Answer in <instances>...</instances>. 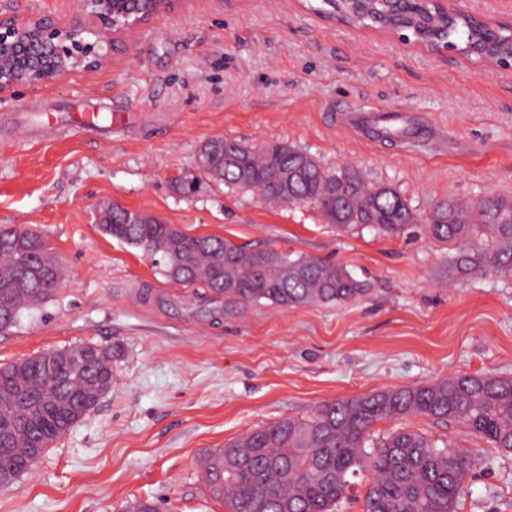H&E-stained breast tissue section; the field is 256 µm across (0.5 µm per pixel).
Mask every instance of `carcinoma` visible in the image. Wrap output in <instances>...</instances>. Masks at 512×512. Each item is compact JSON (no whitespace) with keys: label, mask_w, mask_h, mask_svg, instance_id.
<instances>
[{"label":"carcinoma","mask_w":512,"mask_h":512,"mask_svg":"<svg viewBox=\"0 0 512 512\" xmlns=\"http://www.w3.org/2000/svg\"><path fill=\"white\" fill-rule=\"evenodd\" d=\"M336 13L365 26L401 28L419 41L475 49L476 21L447 18L430 0L388 10L383 0H322ZM211 159L206 176L279 203L311 205L342 234L372 227L400 237L420 226L433 239L470 244L455 262L461 273L512 277V198L491 195L470 205L455 199L422 215L396 189L372 185L354 168H324L287 143L261 148L214 138L202 147ZM101 231L149 255H161L172 282L195 288V311L233 316L248 305L284 308L341 304L360 299L371 283L346 265L275 248L248 249L216 235H189L149 214L117 204L105 211ZM36 232H0V330L21 311L49 297L61 269ZM81 345L46 351L0 367V476H20L52 444L98 406L97 391L112 380V347L83 365ZM424 416L457 423L494 448L512 450V377L450 375L319 406L307 419L283 418L249 432L210 457L224 472H203L214 499L232 512H333L349 497L354 479L371 474L364 512H459L473 453L448 439L400 429L375 441L372 428L387 419Z\"/></svg>","instance_id":"cac0c4a2"}]
</instances>
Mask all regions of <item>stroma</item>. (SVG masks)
I'll return each instance as SVG.
<instances>
[{
	"mask_svg": "<svg viewBox=\"0 0 512 512\" xmlns=\"http://www.w3.org/2000/svg\"><path fill=\"white\" fill-rule=\"evenodd\" d=\"M320 0H177L123 31L127 50L50 82L0 92V231L39 233L64 271L55 292L0 331V366L85 342L111 346L112 388L14 484L0 512H230L200 462L326 402L451 374L512 377V278L458 273L452 246L421 228L336 233L308 205H276L209 179L203 143L287 142L326 168L358 169L419 212L451 197H512V70L429 54L325 19ZM68 26L81 0H0V13ZM107 115L106 128L72 113ZM388 114L401 137H369L343 115ZM51 114L42 131L36 115ZM190 235L343 263L370 293L346 304L258 305L217 321L192 288L104 235L107 203ZM449 438L476 456L460 512H512V451L461 425L377 423Z\"/></svg>",
	"mask_w": 512,
	"mask_h": 512,
	"instance_id": "35a3bbf8",
	"label": "stroma"
}]
</instances>
